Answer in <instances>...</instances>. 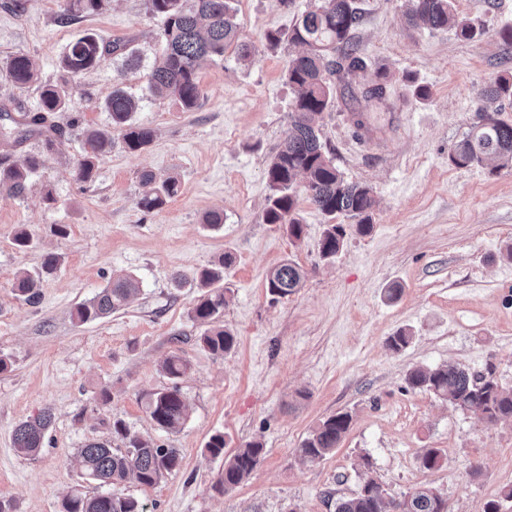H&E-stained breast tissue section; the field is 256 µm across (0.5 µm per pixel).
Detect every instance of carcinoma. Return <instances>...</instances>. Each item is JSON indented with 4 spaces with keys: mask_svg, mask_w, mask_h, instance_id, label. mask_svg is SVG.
Masks as SVG:
<instances>
[{
    "mask_svg": "<svg viewBox=\"0 0 512 512\" xmlns=\"http://www.w3.org/2000/svg\"><path fill=\"white\" fill-rule=\"evenodd\" d=\"M110 0H68L60 21L67 23L83 14L101 13ZM152 14L162 22V54L155 59L148 75V90L153 95H170L182 108L190 111L199 104L201 92L197 81V66L206 57H222L233 49L240 59L247 58L252 46L246 42L236 20L233 0H148ZM361 21L356 0H310L308 8L296 20L290 34L270 30L265 35L267 44L278 46L283 37L300 45L305 51L288 62L287 79L293 89L291 127L288 135L267 167L269 194L263 220L266 224H284L296 241L302 239L304 228L296 217L298 196L294 185L301 177L307 199L330 221L318 243L323 259H330L340 251L345 230L333 223L337 218L357 220V229H370V212L374 199L372 189L358 182H349L325 151L320 139L317 117L329 109L340 96L355 104L353 111L361 113L366 106L381 104L387 96V80L378 72V81L356 89L346 82L368 68L355 32ZM408 22L414 27L428 29L451 28L457 37L470 40L476 35V26L457 14L453 0H413ZM129 66L138 61L135 50L126 41L106 43L96 35L86 33L71 41L60 60L61 68L77 77L97 68L107 58ZM10 80L19 87L37 81L31 59L17 54L6 62ZM487 100H512V73L505 72L483 91ZM140 99L116 85L105 99L103 107L110 113L112 127L118 129L124 147L138 151L153 141V131L133 121ZM70 105L66 84L46 83L41 87L40 104L35 112H25L13 120L21 136L37 134L44 138V148L50 152L55 146L59 129L51 123L57 112H65ZM112 151V134L88 129L84 132L83 155L78 164V176L88 182L94 178L99 160ZM500 161L499 167L512 166V122L499 117V112L481 110L468 134L454 145L448 155L452 165L466 168L486 158ZM42 165L41 157L31 155L20 164L0 161V191L20 197L25 194L30 177ZM180 188L174 177L162 180L149 195L142 197L139 208L152 212L162 208L167 199ZM232 263L230 254L223 255L218 264L205 268L196 277L197 285L207 293L193 309V318L212 325L200 336L202 347L220 356L235 346L237 339L216 325L224 312L226 298L220 283L224 268ZM303 273L296 265L286 262L267 275L268 292L285 297L301 286ZM15 288L24 300L39 302L41 276L29 272L17 277ZM140 288V281L131 275L112 278L91 299L77 304L73 318L85 324L112 314L121 308ZM188 365L177 353L164 363V371L173 380L169 387L152 393L145 408L151 419L163 429H175L186 421V405L175 380L182 377ZM408 384L433 393L454 408L476 415L489 423L512 418V389L498 383L491 375H473L453 366L418 368L411 371ZM352 417L337 413L323 420L299 448L301 456L309 461L325 458L338 447L349 430ZM52 423L50 412L20 423L13 436L16 451L26 456L36 455L42 448L45 432ZM112 433L124 444L114 448L104 442H88L78 451L79 464L86 479L103 487L127 478L145 486L156 484L164 475L177 469L180 454L176 448L144 441L129 432L122 421L112 424ZM263 445L250 442L237 449L224 461V477L219 490H233L246 482L260 464ZM439 497L432 487L422 486L409 495L408 512H437ZM402 501L389 499L384 490L367 495L358 490L349 497L336 499L334 512H402ZM63 512H144L137 499L109 492L93 496L71 495L63 503Z\"/></svg>",
    "mask_w": 512,
    "mask_h": 512,
    "instance_id": "carcinoma-1",
    "label": "carcinoma"
}]
</instances>
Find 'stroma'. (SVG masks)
<instances>
[{
  "instance_id": "obj_1",
  "label": "stroma",
  "mask_w": 512,
  "mask_h": 512,
  "mask_svg": "<svg viewBox=\"0 0 512 512\" xmlns=\"http://www.w3.org/2000/svg\"><path fill=\"white\" fill-rule=\"evenodd\" d=\"M308 3L236 0L254 51L244 62L231 51L204 60L199 105L187 111L175 98L143 92L161 28L147 0H110L106 11L67 24L66 0H0V109L10 113L0 127L37 111L41 84L60 81V58L78 34L128 40L140 54L128 68L108 60L72 80L54 151L25 196L0 192V356L11 362L0 372V500L11 512H62L71 492L97 493L77 452L91 440L118 445L117 420L181 456L155 485L112 486L147 512H334L332 500L367 477L394 499L428 485L448 512H485L491 501L512 512V500L501 497L512 485V419L486 423L407 383L414 368L454 364L512 387V168L448 160L484 105L482 90L512 71V47L499 37L512 25V0H455L477 28L470 40L450 28L411 27L410 0H356V36L370 62L363 80L385 72L388 99L367 113V135L344 100L319 119L345 178L369 185L375 198L369 232L347 225L328 260L318 254L326 220L307 199L298 205L302 240L263 220L267 165L290 128L288 61L299 51L286 41L269 47L264 34L290 32ZM16 53L32 59L38 83L21 89L6 79L3 67ZM117 84L140 96L134 119L154 139L136 152L114 141L93 181H80L83 131L110 128L103 103ZM419 86L426 99L414 97ZM146 171L181 183L150 213L137 205L151 190ZM48 192L55 204L44 201ZM209 211L223 213L219 228L203 224ZM56 224L67 236L53 233ZM21 227L32 236L24 250L14 243ZM48 253L59 266L44 278L39 303L27 304L14 276L39 271ZM225 253L233 262L224 270L220 323L237 345L215 356L201 347L205 326L192 317L201 289L174 287L173 277H193ZM288 259L303 269V286L272 299L266 276ZM125 274L141 282L125 307L82 325L72 320L78 303ZM401 330L411 341L392 350L388 340ZM174 353L189 364L175 382L188 416L166 430L144 397L174 383L162 371ZM45 410L53 424L39 453L17 454L15 428ZM339 412L352 421L338 448L302 461L304 439ZM217 433L220 457L206 450ZM251 441L264 446L260 465L247 482L218 492L225 457ZM427 448L443 454L440 468H422Z\"/></svg>"
}]
</instances>
